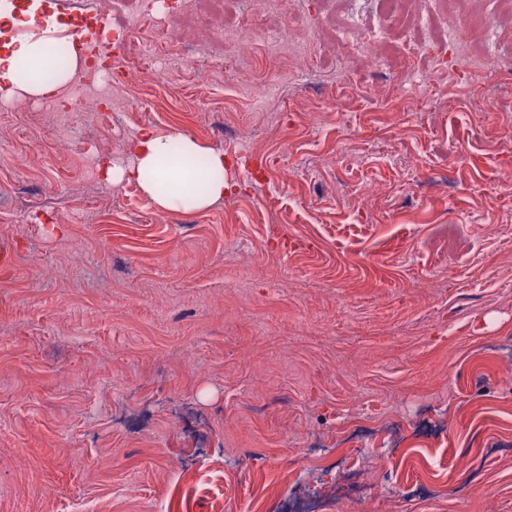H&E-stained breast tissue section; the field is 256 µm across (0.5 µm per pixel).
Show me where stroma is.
Masks as SVG:
<instances>
[{
  "instance_id": "stroma-1",
  "label": "stroma",
  "mask_w": 512,
  "mask_h": 512,
  "mask_svg": "<svg viewBox=\"0 0 512 512\" xmlns=\"http://www.w3.org/2000/svg\"><path fill=\"white\" fill-rule=\"evenodd\" d=\"M351 9L312 0L299 81L262 41L225 46L224 0L133 88L148 111L0 112V512H512V67L408 110L401 72L343 43ZM413 9L409 33L357 20L424 68L447 16ZM253 76L279 84L259 111L224 95ZM146 127L222 151L223 202L159 214L86 168L127 166ZM424 414L437 439L380 430ZM358 421L378 434L348 440ZM314 444L342 450L315 465Z\"/></svg>"
}]
</instances>
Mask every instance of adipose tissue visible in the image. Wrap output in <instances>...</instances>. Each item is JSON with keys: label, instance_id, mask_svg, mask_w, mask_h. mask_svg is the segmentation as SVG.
I'll use <instances>...</instances> for the list:
<instances>
[{"label": "adipose tissue", "instance_id": "ef3b65f1", "mask_svg": "<svg viewBox=\"0 0 512 512\" xmlns=\"http://www.w3.org/2000/svg\"><path fill=\"white\" fill-rule=\"evenodd\" d=\"M50 39L34 35L24 40L0 44V96L5 98H39L53 93L55 87L68 81L73 73L72 63L78 54H71L70 67L58 71L50 80L33 82L28 75L42 66ZM204 158V166L185 171L187 158ZM168 167L174 177L167 190H159L157 177L161 167ZM107 181L124 179L135 182L157 209L200 211L223 199L227 185L224 181V155L204 148L195 139L173 133L145 129L137 137L134 155L128 167L116 168L104 162Z\"/></svg>", "mask_w": 512, "mask_h": 512}]
</instances>
